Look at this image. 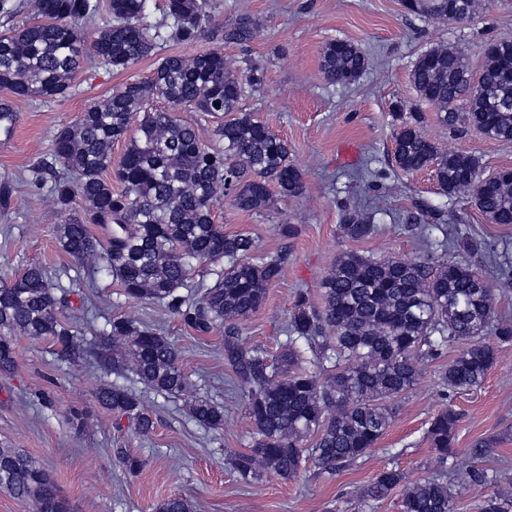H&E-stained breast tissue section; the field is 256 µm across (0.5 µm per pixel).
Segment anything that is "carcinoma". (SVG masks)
Returning <instances> with one entry per match:
<instances>
[{"label":"carcinoma","mask_w":512,"mask_h":512,"mask_svg":"<svg viewBox=\"0 0 512 512\" xmlns=\"http://www.w3.org/2000/svg\"><path fill=\"white\" fill-rule=\"evenodd\" d=\"M404 7L432 20L469 18L472 0H410ZM31 17L0 32V133L17 124L13 98L56 99L68 94L81 63L92 59L127 70L170 43H192L208 34L218 44L247 47L259 33L249 16L213 23L208 0H165L164 18L145 21L147 0H109L108 18L90 30L99 0H28ZM367 59L354 44L331 40L323 48L321 68L334 85L355 81ZM263 82L254 68L242 75L230 70L224 52L211 49L189 57L159 59L151 77L127 82L108 97L89 103L80 117L51 137L48 155L61 172L50 192L64 214L59 244L78 260L103 259L112 281L131 301L160 306L198 335L224 332V364L244 389V406L254 425L251 449L235 452L232 466L244 481L271 470L288 480L306 459L334 474L374 447L391 420L385 400L415 384L424 360L441 358L448 343L465 346L441 368L444 390H471L484 381L499 344L512 342V320L496 314L492 288L475 264L448 261L442 253L448 240H428L414 259L364 256L345 251L321 283L324 305H311L307 293H296L276 361L266 350L249 344L240 325L266 301L267 288L282 274L284 254H261L247 231L224 232L215 223L218 194L237 209L263 214L275 206L274 192L296 197L304 190L303 174L290 159L288 142L242 108L246 94ZM411 82L418 97L438 109V119L452 134L468 128L487 137L512 141V42H491L479 74L467 58L431 46L416 59ZM154 98L164 109L147 110ZM191 110L216 120L203 140L200 129L177 113ZM143 113L138 133L130 135L134 116ZM393 136L396 167L405 174L433 169L441 192L452 198L473 197L492 224H512V169L485 178L478 158L445 153L419 131V113L402 120ZM125 142L112 189L104 172L112 163V145ZM82 209L72 212L74 199ZM442 212L424 203L401 217L411 227ZM108 229L106 243L90 225ZM342 238L363 241L377 232L375 216L344 209ZM219 265L211 286L191 284L195 268ZM195 286L197 297L180 289ZM67 303L57 296L46 270L38 265L16 278L0 279V373L15 366L16 334L47 339L57 358L75 363L94 355L114 372L132 367L144 386L161 394L181 395L187 380L180 352L148 324L114 317L97 345L77 338V331L58 316ZM492 329L496 342L483 336ZM318 351L307 357L303 345ZM98 401L134 422L140 433L154 427L140 399L130 389L102 388ZM192 419L218 430L224 407L197 398L188 405ZM459 414L442 408L431 420L427 438L448 461L455 446ZM119 465L138 474L142 460L124 450ZM472 483L488 481L476 459L453 468ZM404 481L395 468L376 475L361 497L380 500ZM0 489L17 499L32 500L43 512H70V505L47 470L17 448L0 444ZM499 494L481 502L480 512H508ZM448 469L406 486L399 512H454ZM155 512H192V504L171 496Z\"/></svg>","instance_id":"1"}]
</instances>
